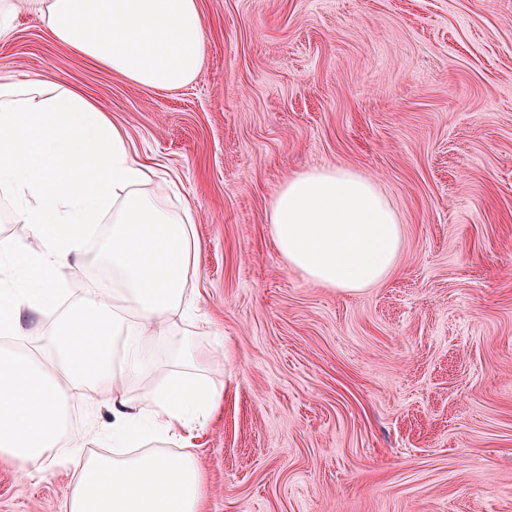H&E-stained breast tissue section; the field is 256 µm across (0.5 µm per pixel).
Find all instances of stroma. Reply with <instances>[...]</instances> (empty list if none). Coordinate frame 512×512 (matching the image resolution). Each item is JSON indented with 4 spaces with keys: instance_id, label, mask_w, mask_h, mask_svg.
<instances>
[{
    "instance_id": "obj_1",
    "label": "stroma",
    "mask_w": 512,
    "mask_h": 512,
    "mask_svg": "<svg viewBox=\"0 0 512 512\" xmlns=\"http://www.w3.org/2000/svg\"><path fill=\"white\" fill-rule=\"evenodd\" d=\"M174 92L128 83L20 13L0 73L102 102L195 207L224 404L193 441L203 512H512V0H202ZM372 178L403 227L357 293L288 267L265 221L298 172ZM87 240L74 298L112 275ZM68 475L0 458V512Z\"/></svg>"
}]
</instances>
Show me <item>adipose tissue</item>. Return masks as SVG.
Masks as SVG:
<instances>
[{
    "label": "adipose tissue",
    "mask_w": 512,
    "mask_h": 512,
    "mask_svg": "<svg viewBox=\"0 0 512 512\" xmlns=\"http://www.w3.org/2000/svg\"><path fill=\"white\" fill-rule=\"evenodd\" d=\"M52 42L129 83L170 91L191 83L208 48L200 0H0V43L19 13ZM162 179L176 203L152 191ZM0 197L31 242L0 240V457L34 481L61 468L60 512H200L202 474L190 445L224 399L216 351L196 337L199 242L193 204L142 158L108 109L63 81L0 76ZM108 288L79 301L63 274L97 225ZM289 268L327 288L358 291L396 267L399 216L369 177L339 166L288 179L267 211ZM54 311L48 342L30 349L27 316ZM167 375L154 380L158 366ZM108 406L85 453L74 408Z\"/></svg>",
    "instance_id": "1"
}]
</instances>
